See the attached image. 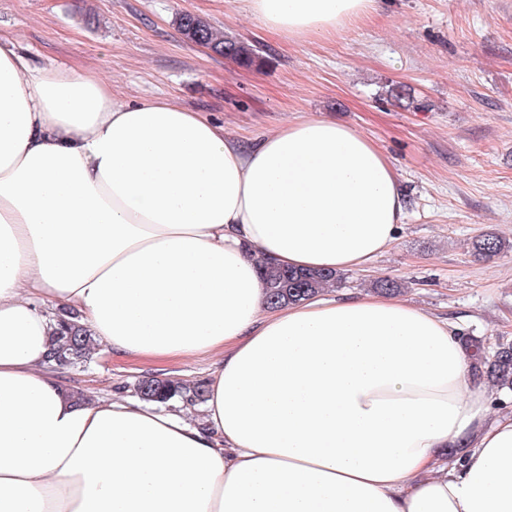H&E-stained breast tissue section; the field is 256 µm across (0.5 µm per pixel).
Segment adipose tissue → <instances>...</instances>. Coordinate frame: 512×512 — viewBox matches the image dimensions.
<instances>
[{
    "label": "adipose tissue",
    "mask_w": 512,
    "mask_h": 512,
    "mask_svg": "<svg viewBox=\"0 0 512 512\" xmlns=\"http://www.w3.org/2000/svg\"><path fill=\"white\" fill-rule=\"evenodd\" d=\"M243 2L293 39L378 5ZM404 217L389 158L346 126L244 142L0 40V512H512V411L452 323L378 293L265 302L260 262L362 271ZM56 308L122 356L215 357L205 423L74 405L45 364Z\"/></svg>",
    "instance_id": "1"
}]
</instances>
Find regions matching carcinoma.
Returning a JSON list of instances; mask_svg holds the SVG:
<instances>
[{"label": "carcinoma", "mask_w": 512, "mask_h": 512, "mask_svg": "<svg viewBox=\"0 0 512 512\" xmlns=\"http://www.w3.org/2000/svg\"><path fill=\"white\" fill-rule=\"evenodd\" d=\"M180 28L189 41L242 66L251 67L259 61L257 51L250 45L224 38L223 34L191 14L181 16ZM509 249L512 250V243L492 232L476 236L471 243L472 254L482 260ZM260 271L266 302L271 309L308 299L327 288L341 285L344 280V274L338 271L298 270L269 262L261 264ZM371 288L391 296L401 292L402 282L382 277L372 281ZM463 343L474 377L499 391L512 392V343L498 344L491 354L482 340L474 336L463 337ZM96 346L97 340L79 316L63 311L55 318L46 364L50 367L82 366L91 359ZM135 391L142 400L165 408L174 406L177 401L201 403L206 397V387L200 383L191 386L157 375L143 377Z\"/></svg>", "instance_id": "obj_1"}]
</instances>
